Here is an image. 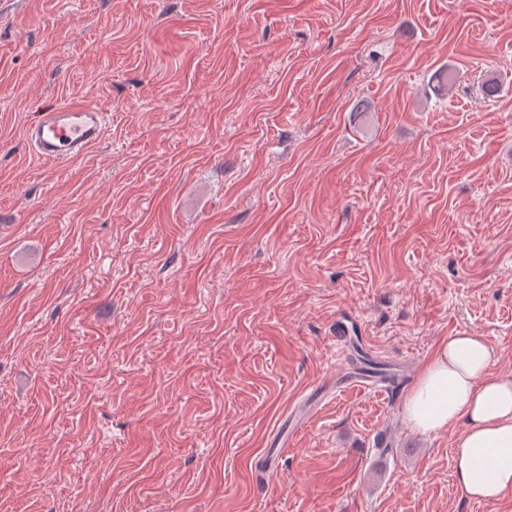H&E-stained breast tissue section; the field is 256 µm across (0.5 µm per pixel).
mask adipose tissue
Masks as SVG:
<instances>
[{"mask_svg":"<svg viewBox=\"0 0 512 512\" xmlns=\"http://www.w3.org/2000/svg\"><path fill=\"white\" fill-rule=\"evenodd\" d=\"M483 336L456 334L421 368L404 414L422 433L456 430L455 479L474 500L512 493V376Z\"/></svg>","mask_w":512,"mask_h":512,"instance_id":"adipose-tissue-1","label":"adipose tissue"}]
</instances>
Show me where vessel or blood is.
Listing matches in <instances>:
<instances>
[{
    "label": "vessel or blood",
    "mask_w": 512,
    "mask_h": 512,
    "mask_svg": "<svg viewBox=\"0 0 512 512\" xmlns=\"http://www.w3.org/2000/svg\"><path fill=\"white\" fill-rule=\"evenodd\" d=\"M106 113L80 101L56 104L43 110L24 130L36 157L56 165L82 157L103 137Z\"/></svg>",
    "instance_id": "1"
}]
</instances>
